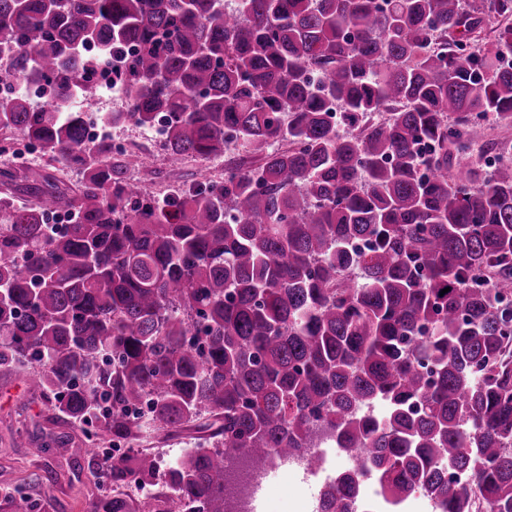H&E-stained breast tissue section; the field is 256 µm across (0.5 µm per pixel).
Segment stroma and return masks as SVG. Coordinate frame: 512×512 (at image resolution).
Returning <instances> with one entry per match:
<instances>
[{
    "mask_svg": "<svg viewBox=\"0 0 512 512\" xmlns=\"http://www.w3.org/2000/svg\"><path fill=\"white\" fill-rule=\"evenodd\" d=\"M113 141L119 142L124 152L136 153L146 160L145 167L132 170L130 177L143 188L159 192L168 183L185 180H220L224 177L223 159L200 161L188 159L182 165L172 166L164 152L156 145L149 130L130 124L112 129ZM13 169L12 183L0 180V196L14 191L31 174L55 177L72 189H79L81 176L76 167L49 161L39 148L29 147L23 164L10 166L6 154H0V170ZM51 411L43 395L31 387L23 373L0 372V489L30 483L32 496L42 501L43 512H89V506L100 490L84 455L85 437L79 428H71L74 447L81 454L69 457L48 451L42 457L30 453L29 444L42 440L55 427L50 421Z\"/></svg>",
    "mask_w": 512,
    "mask_h": 512,
    "instance_id": "35a3bbf8",
    "label": "stroma"
}]
</instances>
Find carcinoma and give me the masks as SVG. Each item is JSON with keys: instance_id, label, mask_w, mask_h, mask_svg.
Instances as JSON below:
<instances>
[{"instance_id": "carcinoma-1", "label": "carcinoma", "mask_w": 512, "mask_h": 512, "mask_svg": "<svg viewBox=\"0 0 512 512\" xmlns=\"http://www.w3.org/2000/svg\"><path fill=\"white\" fill-rule=\"evenodd\" d=\"M4 50L0 132L83 177L0 198V369L97 439L199 433L170 467L95 460L90 512H132V483L226 512L225 455L325 439L394 509L512 512V154L485 124L512 125V0H0ZM103 64L127 102L105 124L164 117L174 162L230 130L247 158L136 188L139 158L85 136ZM42 82L46 105L18 90ZM350 500L338 477L320 512ZM353 458L348 456V458L342 463V471L355 473L359 476L360 483L363 488V498L369 500L375 491V483L371 479V476L365 473L367 469L362 457L354 456ZM370 489L372 490L371 493L368 492Z\"/></svg>"}]
</instances>
